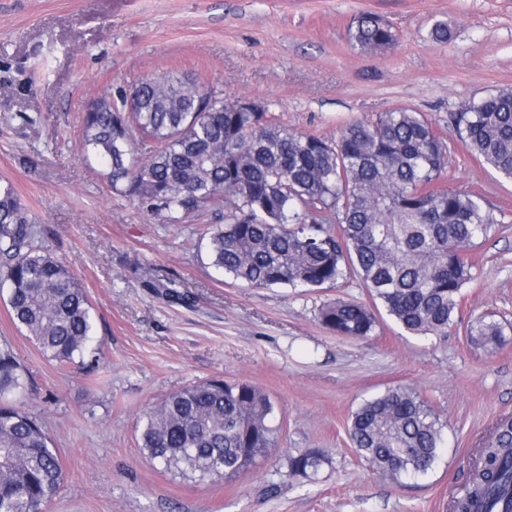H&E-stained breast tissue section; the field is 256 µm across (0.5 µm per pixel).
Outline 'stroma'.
<instances>
[{
  "label": "stroma",
  "instance_id": "stroma-1",
  "mask_svg": "<svg viewBox=\"0 0 512 512\" xmlns=\"http://www.w3.org/2000/svg\"><path fill=\"white\" fill-rule=\"evenodd\" d=\"M364 13L390 24L392 48L352 46ZM173 72L328 139L397 108L430 121L447 146L443 186L481 195L498 219L470 251L474 278L447 335L411 336L388 317L365 339L336 335L320 309L370 303L359 279L234 282L209 265L213 215L163 224L113 193L79 150L82 112ZM510 89L512 0H0V179L86 290L100 350L96 368L59 365L0 301V348L28 368L21 401L62 458L46 512H452L477 449L512 417V182L468 152L450 115ZM169 282L183 302L166 298ZM480 316L502 323L498 348L471 342ZM211 378L269 397L275 448L213 482L155 467L141 449L142 414ZM397 385L418 390L444 424L441 457L417 479L374 473L348 435L352 412ZM309 450L323 454L319 470L289 475V456Z\"/></svg>",
  "mask_w": 512,
  "mask_h": 512
}]
</instances>
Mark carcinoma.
Returning <instances> with one entry per match:
<instances>
[{
  "mask_svg": "<svg viewBox=\"0 0 512 512\" xmlns=\"http://www.w3.org/2000/svg\"><path fill=\"white\" fill-rule=\"evenodd\" d=\"M349 38L362 53L396 41L375 14ZM199 83L151 75L86 109L83 154L107 169L112 191L146 215L180 224L212 212L207 253L220 275L254 288H320L358 277L405 332L446 336L461 291L473 279L470 250L499 220L481 196L438 187L449 164L432 125L407 108L348 124L336 141L297 133L265 112H241ZM133 111H125L128 97ZM466 148L512 181V90L471 100L451 115ZM155 143L146 160L137 139ZM9 182H0V296L15 324L44 355L74 363L91 352L95 319L71 269L43 243ZM339 336L363 339L378 323L364 304L338 299L320 309ZM481 345H499L503 326L480 317L468 328ZM29 370L0 349V512H43L63 478L58 449L17 397ZM272 404L249 383L212 379L186 386L142 417L141 448L163 470L199 481L245 472L275 447ZM444 424L420 393L398 385L361 403L349 436L379 473L424 476L444 445ZM453 512H512V420L477 450ZM321 456L288 459L289 473L315 472Z\"/></svg>",
  "mask_w": 512,
  "mask_h": 512,
  "instance_id": "1",
  "label": "carcinoma"
}]
</instances>
